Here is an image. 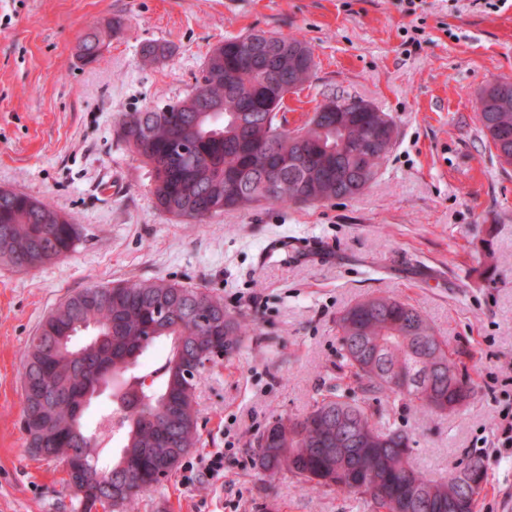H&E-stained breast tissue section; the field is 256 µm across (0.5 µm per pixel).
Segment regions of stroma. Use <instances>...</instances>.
I'll list each match as a JSON object with an SVG mask.
<instances>
[{"instance_id":"1","label":"stroma","mask_w":512,"mask_h":512,"mask_svg":"<svg viewBox=\"0 0 512 512\" xmlns=\"http://www.w3.org/2000/svg\"><path fill=\"white\" fill-rule=\"evenodd\" d=\"M418 15L425 33L410 53L398 0H0V189L48 200L81 233L74 252L40 267L0 262V512H81L62 465L31 456L20 426L40 322L85 288L155 278L222 298L250 334L203 376L198 448L133 512H373L290 473L267 476L253 455L269 421L303 414L335 382L336 319L372 295L420 309L475 387L441 418L383 400L376 427L409 430L414 465L434 479L482 457L477 512H512V454L494 446L512 406V166L475 112L481 88L512 77V4L422 0ZM254 29L313 51L309 81L288 96L290 126L325 97L352 96L391 116L395 142L357 198L175 218L117 130L126 113L185 97L211 48ZM93 31L103 45L87 65L79 46ZM150 42L170 55L144 61Z\"/></svg>"}]
</instances>
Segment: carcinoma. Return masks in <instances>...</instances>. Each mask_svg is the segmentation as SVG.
<instances>
[{
    "label": "carcinoma",
    "mask_w": 512,
    "mask_h": 512,
    "mask_svg": "<svg viewBox=\"0 0 512 512\" xmlns=\"http://www.w3.org/2000/svg\"><path fill=\"white\" fill-rule=\"evenodd\" d=\"M100 40L86 36L81 58L97 60ZM314 67L307 43L295 36L259 30L227 38L207 54L202 80L185 98L163 107L126 114L118 136L152 169L157 205L177 218L271 205L308 204L357 197L374 180L393 142L394 123L383 127L365 100L333 96L339 111L324 121L313 112L290 129L283 92L305 83ZM481 129L499 161L512 165V79L482 89L476 101ZM189 143V156L172 149ZM368 139L381 148L357 152ZM342 168L343 182L328 177ZM79 225L50 202L0 189V261L19 270L39 267L76 247ZM207 315V323L199 318ZM93 331L76 348L78 327ZM340 366L357 383L332 385L311 409L279 417L270 435L256 438V467L282 469L313 489L329 488L369 501L375 512H448V498L475 512L477 494L454 471L431 479L411 462L410 435L372 423L366 401L393 398L423 415H442L445 405L469 401L474 386L448 356L425 316L391 296H371L347 307L336 321ZM248 326L220 298L163 278L86 288L70 295L42 321L23 361L22 428L32 455L40 449L71 465L70 480L84 489L83 512L112 500L125 512L139 496L135 484H159L173 475L198 443L197 402L186 394L180 366L186 359L217 365L241 347ZM170 340L164 362L142 370L141 358ZM112 389L110 417L120 418L121 449L100 462L104 447L97 428L83 418L92 400ZM374 460L370 482L382 492L357 489L366 460ZM416 498L404 505L406 487Z\"/></svg>",
    "instance_id": "obj_1"
}]
</instances>
